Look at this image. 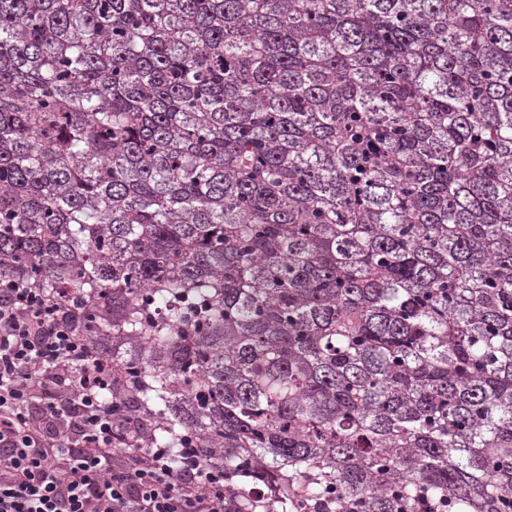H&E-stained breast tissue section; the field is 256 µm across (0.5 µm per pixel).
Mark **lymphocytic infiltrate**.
I'll use <instances>...</instances> for the list:
<instances>
[{
  "label": "lymphocytic infiltrate",
  "mask_w": 512,
  "mask_h": 512,
  "mask_svg": "<svg viewBox=\"0 0 512 512\" xmlns=\"http://www.w3.org/2000/svg\"><path fill=\"white\" fill-rule=\"evenodd\" d=\"M71 304L0 279V512H224L192 439L141 448Z\"/></svg>",
  "instance_id": "f902f5d3"
}]
</instances>
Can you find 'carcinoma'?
Here are the masks:
<instances>
[{
	"label": "carcinoma",
	"instance_id": "1",
	"mask_svg": "<svg viewBox=\"0 0 512 512\" xmlns=\"http://www.w3.org/2000/svg\"><path fill=\"white\" fill-rule=\"evenodd\" d=\"M224 512H512V0H0V279Z\"/></svg>",
	"mask_w": 512,
	"mask_h": 512
}]
</instances>
